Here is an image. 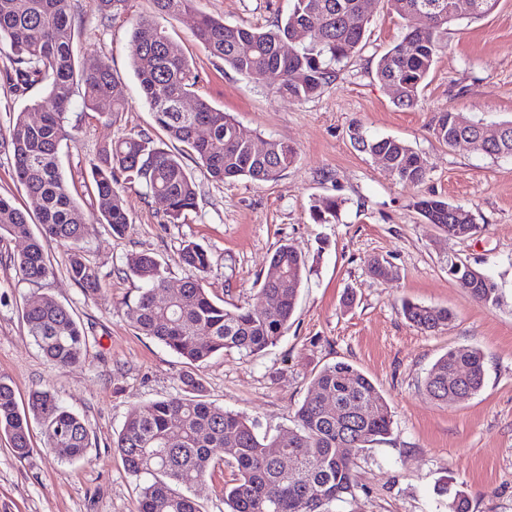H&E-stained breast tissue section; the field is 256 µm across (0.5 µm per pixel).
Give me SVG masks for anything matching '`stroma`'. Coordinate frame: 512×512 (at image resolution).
Segmentation results:
<instances>
[{"mask_svg":"<svg viewBox=\"0 0 512 512\" xmlns=\"http://www.w3.org/2000/svg\"><path fill=\"white\" fill-rule=\"evenodd\" d=\"M291 0H193L189 11L165 20L173 49L199 75L196 92L231 114L241 134L292 144L297 160L275 182L213 180L195 171L198 209L185 222L167 223L141 187L126 185L130 222L123 235L92 224L83 247L98 268L100 287L88 295L66 271L67 254L49 242L53 271L39 284L22 280L11 255L19 239L0 242V375L26 404L31 390L50 386L91 430V448L67 463L46 448L39 424L30 431L32 454L17 460L0 434V512H135L136 481L112 447L128 413L181 391L183 361L139 333L129 317L142 284L127 268L130 255L154 254L170 288L189 275L178 261L182 241L210 256L203 284L225 306L251 301L272 273L281 244L306 256L310 272L299 289L292 324L266 352L246 357L227 351L200 370L207 401L254 419L259 433L276 436L312 389L314 375L338 361L352 364L382 392L394 415L391 433L357 459L355 500L336 512H448L441 486L464 488L470 512H512V158H494L468 144L439 143L431 126L443 112H461L487 124L512 120V0H499L472 17L461 0L445 47L415 108H398L375 76L380 57L404 32L384 0H374L362 48L337 66L335 79L314 97L293 101L271 95L211 58L193 36L198 15L230 25L268 29ZM73 50L79 64L105 62L119 75L129 102L120 121L85 110L73 97L68 123L73 141L61 153L62 172L84 213H91L90 164L112 140L139 131L157 142L154 123L130 66L136 21L152 14V0H122L105 12L99 0H73ZM403 141L426 159L427 179L408 186L359 150L353 130ZM435 195L472 210L478 228L448 237L425 223L416 208ZM342 206L335 221L317 223L320 200ZM455 256L499 286L497 306L476 302L448 275ZM397 270L393 280L369 272L374 258ZM71 308L89 337L79 365H51L28 335L21 307L32 293ZM444 307L452 322L424 332L404 319L402 300ZM476 347L485 356V383L466 400L435 401L422 391L435 360L451 348Z\"/></svg>","mask_w":512,"mask_h":512,"instance_id":"35a3bbf8","label":"stroma"}]
</instances>
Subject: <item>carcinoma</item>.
Instances as JSON below:
<instances>
[{"instance_id":"cac0c4a2","label":"carcinoma","mask_w":512,"mask_h":512,"mask_svg":"<svg viewBox=\"0 0 512 512\" xmlns=\"http://www.w3.org/2000/svg\"><path fill=\"white\" fill-rule=\"evenodd\" d=\"M192 0H153L154 19L139 20L132 31L131 69L139 82L144 103L168 138L181 144L172 152L157 146L144 132L112 141L91 163L96 209L86 217L64 178L60 148L73 139L66 114L74 93L85 108L108 106L112 122L126 111L119 77L102 62L91 69L77 68L72 53V0H0V46L8 45L11 69L4 79L15 93L44 84L46 100L32 109V121L21 111L0 145L11 151L19 185L35 204L34 212L16 207L0 196V239L27 241L13 257L22 279L38 282L52 273L44 243L53 241L69 252L67 273L86 293L99 289L100 275L83 256L81 243L89 224H106L122 234L130 217L122 184H138L156 209L171 224L195 211L196 182L185 158L194 160L212 179L233 182L241 177L276 182L297 159L296 149L281 140H265V150L239 135L234 119L207 99L193 94L198 74L191 63L172 50L169 34L159 19L175 18ZM288 15L274 28L263 30L228 25L208 15L199 17L194 37L208 54L235 72L265 87L270 93L302 101L316 95L335 73V67L353 56L369 22V0H292ZM425 4L421 15L415 7ZM388 9L406 22L402 39L379 60L376 77L404 109L415 107L438 53L443 34L456 17L448 13V0H386ZM291 49L283 50L284 43ZM194 107L184 108V100ZM209 126V136H196L197 126ZM433 135L451 146L458 136L483 139L480 153L512 157V121L495 126L473 121L460 112H443ZM361 151L381 156L393 176L407 185L425 181L426 160L404 142L368 138L353 132ZM340 202L323 199L316 220L336 218ZM416 208L428 224L438 225L451 237L467 238L477 227L473 212L436 197H423ZM179 263L193 276L187 278L171 302L160 306L155 292L166 287V269L151 253L127 258L129 271L142 284L131 307L139 333L161 342L184 360L182 393L151 401L127 416L112 448L127 471L138 481L136 512H200L191 495L211 470L224 463L236 469L233 482L224 486L228 512H335L339 502L355 498L358 483L355 461L367 446L390 434L391 407L373 382L353 365L340 361L323 367L312 379L314 390L295 411L296 427L269 439L260 436L246 415L215 406L203 399L204 385L196 370L224 351L258 356L276 345L293 318L299 285L310 272L308 261L284 244L272 255L296 284L282 288L266 281L256 294L257 303L231 309L215 302L198 274L209 267L202 245L185 240ZM457 258H448V275L468 288L485 306L499 303L497 284L483 272L466 277L456 272ZM276 295L270 309L258 301ZM403 316L428 332L448 326L453 314L404 300ZM22 318L28 335L55 366L79 363L89 338L71 309L47 294L27 297ZM485 380L484 354L475 347L450 349L429 370L423 392L436 401L467 399ZM44 430L47 446L65 448L63 458L74 462L91 445L88 424L59 401L49 387L33 390L26 407L19 408L15 393L0 376V433L9 439L15 457L26 459L30 423Z\"/></svg>"}]
</instances>
